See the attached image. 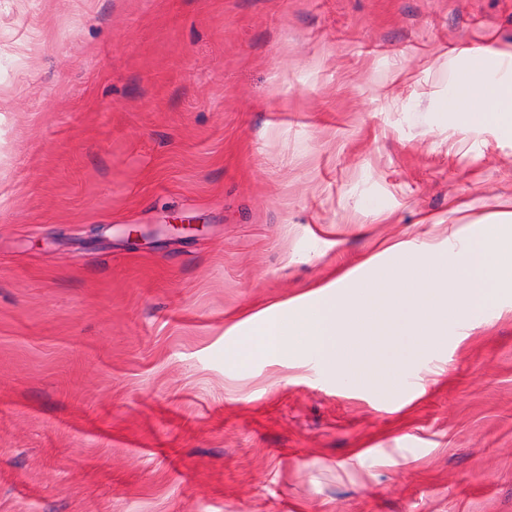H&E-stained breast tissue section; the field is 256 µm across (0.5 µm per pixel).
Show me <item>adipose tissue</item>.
Wrapping results in <instances>:
<instances>
[{
	"label": "adipose tissue",
	"instance_id": "ef3b65f1",
	"mask_svg": "<svg viewBox=\"0 0 512 512\" xmlns=\"http://www.w3.org/2000/svg\"><path fill=\"white\" fill-rule=\"evenodd\" d=\"M467 122L512 129V82L468 81L459 93ZM455 256L385 241L367 260L374 275L343 273L333 284L278 302L227 326L243 336L239 355L312 354L350 383L389 391L395 356L446 341L449 320L485 314L512 288V201L477 220Z\"/></svg>",
	"mask_w": 512,
	"mask_h": 512
}]
</instances>
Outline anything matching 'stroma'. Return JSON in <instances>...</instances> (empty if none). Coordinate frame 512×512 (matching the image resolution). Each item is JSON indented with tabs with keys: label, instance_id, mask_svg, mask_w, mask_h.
Here are the masks:
<instances>
[{
	"label": "stroma",
	"instance_id": "35a3bbf8",
	"mask_svg": "<svg viewBox=\"0 0 512 512\" xmlns=\"http://www.w3.org/2000/svg\"><path fill=\"white\" fill-rule=\"evenodd\" d=\"M475 52L512 0H0V512H512L511 291L390 394L224 333L512 200ZM459 105L448 103V108L464 112L468 123L512 129V82L488 83L469 80L461 86ZM491 106L487 109V104Z\"/></svg>",
	"mask_w": 512,
	"mask_h": 512
}]
</instances>
